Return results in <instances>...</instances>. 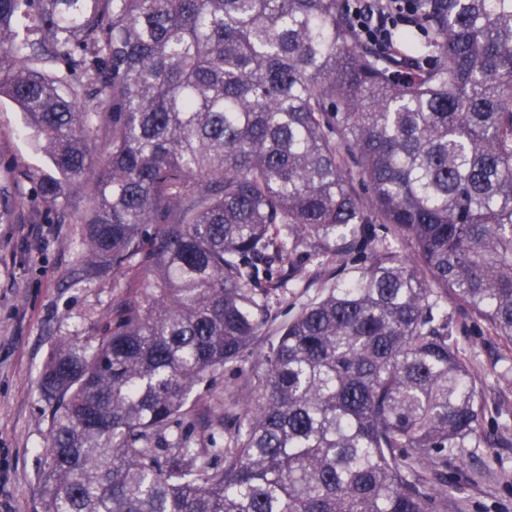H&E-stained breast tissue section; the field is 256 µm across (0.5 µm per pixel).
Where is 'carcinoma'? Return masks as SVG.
<instances>
[{
	"label": "carcinoma",
	"instance_id": "cac0c4a2",
	"mask_svg": "<svg viewBox=\"0 0 512 512\" xmlns=\"http://www.w3.org/2000/svg\"><path fill=\"white\" fill-rule=\"evenodd\" d=\"M368 7L0 0V98L45 157L0 170V224L77 222L70 282L139 290L43 369L44 512H447L425 467L491 445L448 297L512 343V0H410L392 52ZM302 247L336 280L204 448L187 400ZM394 16H381L373 20L372 15H366L362 20V27L366 29V34L377 41L378 43H384L389 35V28L392 27L396 22L403 23L407 20V16L402 12Z\"/></svg>",
	"mask_w": 512,
	"mask_h": 512
}]
</instances>
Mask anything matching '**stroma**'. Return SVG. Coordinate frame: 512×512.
<instances>
[{
	"label": "stroma",
	"mask_w": 512,
	"mask_h": 512,
	"mask_svg": "<svg viewBox=\"0 0 512 512\" xmlns=\"http://www.w3.org/2000/svg\"><path fill=\"white\" fill-rule=\"evenodd\" d=\"M0 159L41 164L24 133V116L0 98ZM81 249L77 224H0V512H43L47 497L46 404L39 375L63 338L94 343L103 318L137 298L131 275L71 285L66 276ZM304 280L268 295V321L255 353L224 369L190 396L195 426L231 422L233 405L258 371V355L305 305L330 284L328 273L307 263ZM448 311L453 337L469 358L488 405L483 432L491 447L439 468L437 478L456 488L448 512H512V343L469 318L457 304Z\"/></svg>",
	"instance_id": "obj_1"
}]
</instances>
